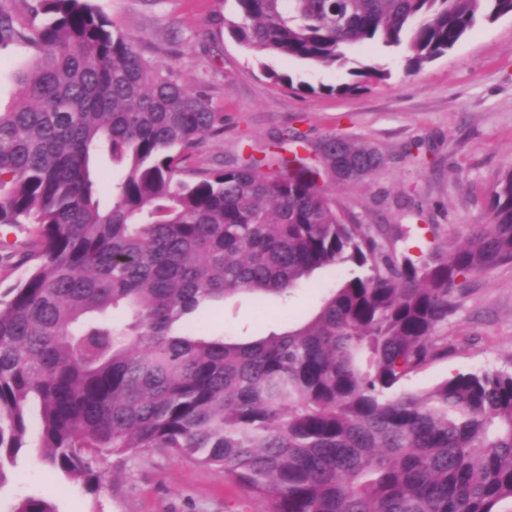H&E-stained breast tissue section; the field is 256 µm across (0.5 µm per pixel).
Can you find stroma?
<instances>
[{"label":"stroma","mask_w":512,"mask_h":512,"mask_svg":"<svg viewBox=\"0 0 512 512\" xmlns=\"http://www.w3.org/2000/svg\"><path fill=\"white\" fill-rule=\"evenodd\" d=\"M92 3L138 39L144 57L172 62L188 84L207 90L224 115L223 134L200 147L210 159L273 147V134L285 128L305 133L314 147L330 135L354 138L377 148L385 163L363 185L327 184L346 223L387 228L397 253L415 259L433 243L458 241L471 225L487 223L492 187L512 167L511 14L477 25L412 75L405 74L400 52L373 51L389 79L361 92L328 94L325 86L348 81L346 71L252 58L224 26L231 0ZM32 59L25 44H0L1 109L15 101L16 75ZM266 66L291 76L293 86L265 78ZM302 81L311 91L299 90ZM29 232L26 224H0V290L25 273L17 262ZM339 278V270H319L293 294H240L200 308L197 317L212 336L246 341L285 332L310 319ZM437 333L448 339L447 357L412 374L402 389L425 391L451 372L512 371V263L472 276ZM26 442L0 487V512H12L27 497L51 500L57 512L266 510L225 481L220 468L163 452L108 456L100 488L90 494L45 465L37 427H30Z\"/></svg>","instance_id":"35a3bbf8"}]
</instances>
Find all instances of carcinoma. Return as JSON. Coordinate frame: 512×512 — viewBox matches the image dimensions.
<instances>
[{"mask_svg": "<svg viewBox=\"0 0 512 512\" xmlns=\"http://www.w3.org/2000/svg\"><path fill=\"white\" fill-rule=\"evenodd\" d=\"M230 35L262 57L346 69L344 94L390 77L366 47L403 51L408 73L448 53L512 0H233ZM37 27L0 12V43L35 60L0 110V224H32L25 276L0 293V487L39 409L46 464L97 491L110 454L194 456L269 512H503L512 503V372L394 388L448 355L435 335L467 280L512 262V168L490 223L412 259L348 224L330 178L365 182L377 150L330 136L315 153L212 168L193 149L224 113L175 65L146 59L90 0H39ZM121 166L106 190L103 159ZM344 275L283 333L204 334L200 307L286 295L321 269ZM15 512H55L28 498Z\"/></svg>", "mask_w": 512, "mask_h": 512, "instance_id": "carcinoma-1", "label": "carcinoma"}]
</instances>
